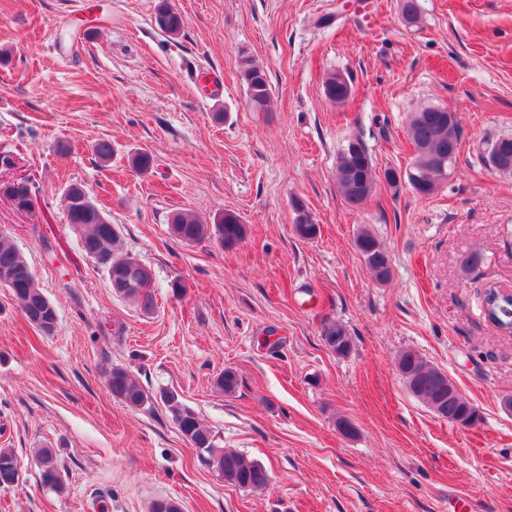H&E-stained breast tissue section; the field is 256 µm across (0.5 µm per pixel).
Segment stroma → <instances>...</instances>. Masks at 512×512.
I'll list each match as a JSON object with an SVG mask.
<instances>
[{"mask_svg": "<svg viewBox=\"0 0 512 512\" xmlns=\"http://www.w3.org/2000/svg\"><path fill=\"white\" fill-rule=\"evenodd\" d=\"M167 1L184 19L176 37L155 23L160 0H0V157L13 160L0 180L28 177L37 196L30 212L0 196V234L58 314L40 335L0 286V448L20 463L0 512H151L162 498L183 512H512V333L483 303L488 285L512 289V174L486 163L512 137V0H417L414 26L400 0ZM247 59L267 74L268 110L249 103ZM333 72L350 78L341 103L325 93ZM429 105L461 128L447 179L429 197L381 183L348 205V141L376 170L408 171V119ZM72 183L151 271V313L86 257L63 203ZM299 204L316 239L294 232ZM181 210L206 224L235 213L246 235L179 242L168 225ZM364 226L389 253L387 282L355 247ZM329 322L348 355L326 346ZM405 349L448 375L478 423L409 392ZM115 365L148 394L178 392L269 486L225 483L162 404L115 400ZM227 368L229 395L215 387ZM43 446L65 492L41 483ZM323 340L336 355L345 356L351 351V338L346 329L336 323L328 324L323 330Z\"/></svg>", "mask_w": 512, "mask_h": 512, "instance_id": "stroma-1", "label": "stroma"}]
</instances>
